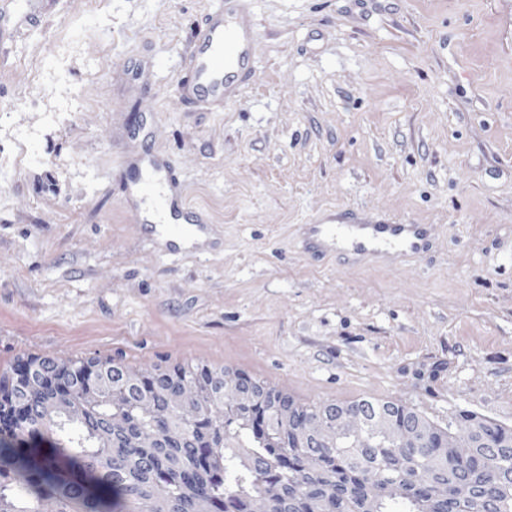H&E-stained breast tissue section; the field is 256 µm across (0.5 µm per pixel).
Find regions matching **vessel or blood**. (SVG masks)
<instances>
[{
	"label": "vessel or blood",
	"mask_w": 512,
	"mask_h": 512,
	"mask_svg": "<svg viewBox=\"0 0 512 512\" xmlns=\"http://www.w3.org/2000/svg\"><path fill=\"white\" fill-rule=\"evenodd\" d=\"M253 25L247 0H225L223 13L206 19L203 35L186 58L190 79L183 87L185 99L219 106L236 98L252 73ZM306 231L317 252L328 243L381 259L393 252L416 255L428 247L427 225L364 212L340 211L335 221L307 225Z\"/></svg>",
	"instance_id": "obj_1"
}]
</instances>
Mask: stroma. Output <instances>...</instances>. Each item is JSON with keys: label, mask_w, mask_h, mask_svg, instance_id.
I'll return each mask as SVG.
<instances>
[{"label": "stroma", "mask_w": 512, "mask_h": 512, "mask_svg": "<svg viewBox=\"0 0 512 512\" xmlns=\"http://www.w3.org/2000/svg\"><path fill=\"white\" fill-rule=\"evenodd\" d=\"M224 0H51L0 41V373L29 356L229 368L297 404L390 401L512 429V0H249L255 73L181 96ZM173 170L210 240L125 201ZM340 206L430 227L386 263L315 257Z\"/></svg>", "instance_id": "35a3bbf8"}]
</instances>
